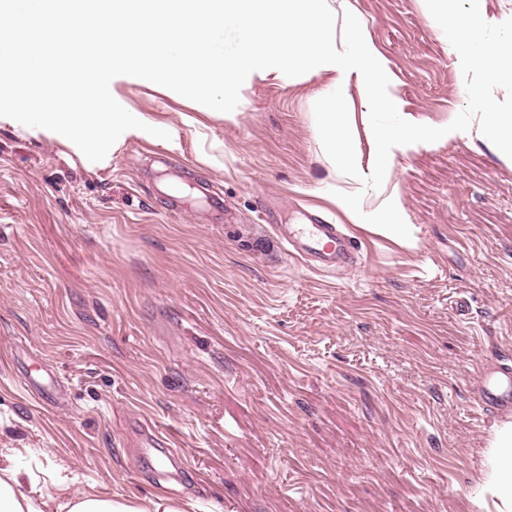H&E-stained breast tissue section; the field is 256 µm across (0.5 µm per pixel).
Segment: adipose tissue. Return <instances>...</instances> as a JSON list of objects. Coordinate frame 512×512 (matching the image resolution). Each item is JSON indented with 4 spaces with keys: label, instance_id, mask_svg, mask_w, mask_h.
I'll use <instances>...</instances> for the list:
<instances>
[{
    "label": "adipose tissue",
    "instance_id": "adipose-tissue-1",
    "mask_svg": "<svg viewBox=\"0 0 512 512\" xmlns=\"http://www.w3.org/2000/svg\"><path fill=\"white\" fill-rule=\"evenodd\" d=\"M488 469L480 481L494 512H512V422L496 425L488 444ZM193 501H177L163 494L145 501L122 496L101 498L74 493L67 478L56 482L55 493L23 489L20 468L0 470V512H189Z\"/></svg>",
    "mask_w": 512,
    "mask_h": 512
}]
</instances>
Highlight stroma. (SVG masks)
<instances>
[{
    "mask_svg": "<svg viewBox=\"0 0 512 512\" xmlns=\"http://www.w3.org/2000/svg\"><path fill=\"white\" fill-rule=\"evenodd\" d=\"M351 11L406 120L464 109L461 65L425 0H328ZM361 175L375 142L361 77L343 75ZM329 73L244 83L233 114L130 80L127 111L182 127L180 149L125 142L107 166L0 127V468L53 492H164L204 512H483L476 482L494 423L483 366L512 360V159L475 133L393 150L380 190L340 177L313 104ZM195 123L182 126L183 115ZM220 193L232 222L173 210L155 156ZM388 199L413 245L333 200ZM307 210L359 250L325 273L263 217ZM470 303V316L455 307ZM56 401L25 383L33 361ZM168 441L143 455V427Z\"/></svg>",
    "mask_w": 512,
    "mask_h": 512,
    "instance_id": "obj_1",
    "label": "stroma"
}]
</instances>
